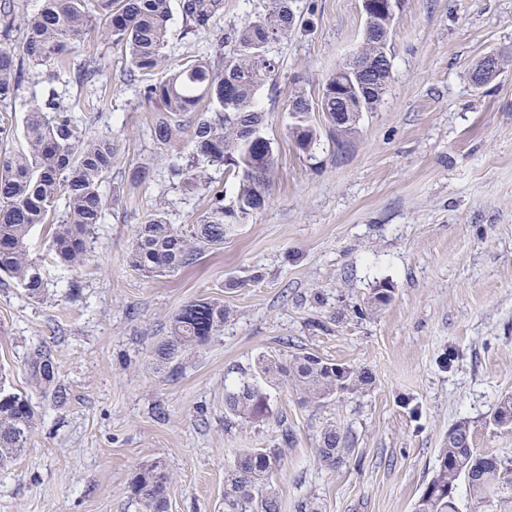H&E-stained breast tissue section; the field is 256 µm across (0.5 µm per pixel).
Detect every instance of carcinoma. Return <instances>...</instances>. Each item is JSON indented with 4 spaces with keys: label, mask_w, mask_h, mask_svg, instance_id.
I'll list each match as a JSON object with an SVG mask.
<instances>
[{
    "label": "carcinoma",
    "mask_w": 512,
    "mask_h": 512,
    "mask_svg": "<svg viewBox=\"0 0 512 512\" xmlns=\"http://www.w3.org/2000/svg\"><path fill=\"white\" fill-rule=\"evenodd\" d=\"M18 5L0 7V101L18 93L24 64L52 71L74 69L84 82H94L101 66L92 56H81V42L92 27L101 36L125 47L132 72L147 76L171 66L167 55L171 0H40L39 8L22 20L21 36L10 43L17 27ZM221 9V0H181V10L193 29H206ZM305 26L293 12L290 0H265L255 18L230 29L224 36V53L202 56L173 68L168 79L149 84L145 94L158 112L153 136L167 144L189 112L199 116L193 125V160L175 170L193 190L209 180L208 168L224 169L236 193L231 205H215L200 214L188 233L179 231L165 213L156 211L133 233L130 262L144 274L160 276L189 265L204 250L224 244L239 223L237 212L250 218L265 204L269 176L274 166L271 141L250 143V135L263 134L265 112L256 102L258 90L278 70L273 45L297 26ZM393 20L374 25L363 37L362 54L377 62L371 81H350L340 65L325 82L320 98L323 115L338 112H372L391 79L387 53ZM56 111L53 118L48 111ZM292 111L304 120L293 131L297 146L314 150L319 134L306 117L311 105L304 94L295 95ZM22 151L0 152V274L23 288L27 297L44 292L43 266L30 252L33 230L40 226L50 235L51 259L77 271L87 261L86 238L105 218L118 196L107 199L101 186L117 161L118 145L79 126L71 113L57 110L54 100L32 104L24 117ZM63 219L56 223L58 206ZM228 312L216 301H191L171 319L169 331L153 351L157 369L164 370L208 344L224 330ZM28 383L36 391L52 393L63 402L66 393L52 355L43 345L34 347L26 360ZM255 373L272 383L285 379L305 399L326 402L337 394L361 389L371 382L365 371L329 362L306 352L283 366L265 357L257 359ZM224 409L243 420L264 418L269 398L254 381L241 379L224 388ZM32 398L0 382V469L28 447L37 425ZM491 420L512 426V394L500 399ZM340 428L326 425L320 432L318 455L328 466L347 453ZM281 465L278 448H247L224 470V512H280L281 503L270 476ZM169 474L153 462L140 468L129 484L141 512H168ZM464 482L472 502L471 512H512V461L482 454L473 448L470 425L458 422L439 449L433 474L414 505V512H459L457 489Z\"/></svg>",
    "instance_id": "cac0c4a2"
}]
</instances>
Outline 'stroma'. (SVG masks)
<instances>
[{"instance_id":"1","label":"stroma","mask_w":512,"mask_h":512,"mask_svg":"<svg viewBox=\"0 0 512 512\" xmlns=\"http://www.w3.org/2000/svg\"><path fill=\"white\" fill-rule=\"evenodd\" d=\"M263 0H223L212 26L188 31L173 9L168 53L180 64L216 52L230 27ZM310 21L274 48L279 71L256 95L275 165L266 203L223 245L190 266L148 277L129 264L132 233L155 209L187 229L203 210L231 202L223 172L209 188L184 190L174 171L193 152L191 127L159 144L145 85L164 72L129 74L124 47L89 32L85 48L104 66L95 84L63 74L45 80L25 66L16 101L0 106L23 147L32 102L55 98L120 155L103 188L119 207L88 238L80 271L45 259L43 298L0 281V375L31 392L30 349L47 346L68 401L32 394L39 418L29 447L0 470V512H139L128 494L138 469L162 461L171 477L168 512H224V470L243 448H278L272 483L281 512L299 501L321 512H413L457 422L475 448L512 459V427L489 418L512 394V0H399L388 54L392 77L381 103L363 113L345 146L321 138L296 146V89L317 102L322 85L362 45L359 0H292ZM501 70L475 86L487 54ZM148 172L133 181L134 170ZM388 305L367 304L375 288ZM224 303L219 336L176 366L151 367V349L191 301ZM304 352L368 371L364 390L326 403L287 382L269 387L262 421L226 413L224 388L258 357L289 362ZM348 438L330 468L315 450L322 427Z\"/></svg>"}]
</instances>
